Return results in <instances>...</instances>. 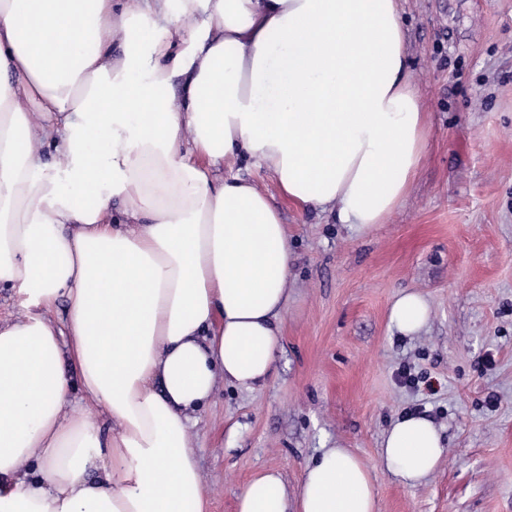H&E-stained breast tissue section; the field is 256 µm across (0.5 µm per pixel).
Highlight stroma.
Masks as SVG:
<instances>
[{
    "label": "stroma",
    "mask_w": 512,
    "mask_h": 512,
    "mask_svg": "<svg viewBox=\"0 0 512 512\" xmlns=\"http://www.w3.org/2000/svg\"><path fill=\"white\" fill-rule=\"evenodd\" d=\"M400 9L431 126L390 222L335 223L240 169L281 211L295 263L272 377L252 391L219 386L192 430L211 512H237L262 471L296 489L305 464L336 446L369 463L379 512H512V0ZM405 291L430 305L413 336L389 322ZM410 413L445 447L414 486L380 459L384 433Z\"/></svg>",
    "instance_id": "35a3bbf8"
}]
</instances>
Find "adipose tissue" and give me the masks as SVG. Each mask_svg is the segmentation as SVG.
I'll use <instances>...</instances> for the list:
<instances>
[{
	"mask_svg": "<svg viewBox=\"0 0 512 512\" xmlns=\"http://www.w3.org/2000/svg\"><path fill=\"white\" fill-rule=\"evenodd\" d=\"M429 126L399 0H0V512H211L190 431L219 384L272 375L294 262L267 193L223 167L367 230ZM428 316L415 292L389 311L406 335ZM443 451L408 415L381 461L414 486ZM237 510L377 512L376 488L337 446Z\"/></svg>",
	"mask_w": 512,
	"mask_h": 512,
	"instance_id": "adipose-tissue-1",
	"label": "adipose tissue"
}]
</instances>
